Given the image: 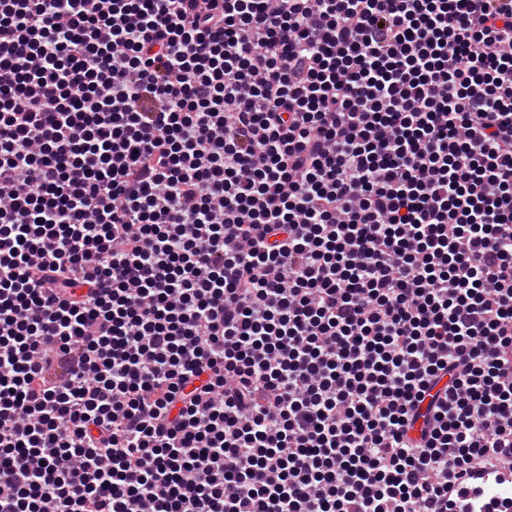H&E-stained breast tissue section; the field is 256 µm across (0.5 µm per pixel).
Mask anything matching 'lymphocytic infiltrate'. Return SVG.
<instances>
[{
	"label": "lymphocytic infiltrate",
	"mask_w": 512,
	"mask_h": 512,
	"mask_svg": "<svg viewBox=\"0 0 512 512\" xmlns=\"http://www.w3.org/2000/svg\"><path fill=\"white\" fill-rule=\"evenodd\" d=\"M502 469L512 0H0V512Z\"/></svg>",
	"instance_id": "1"
}]
</instances>
